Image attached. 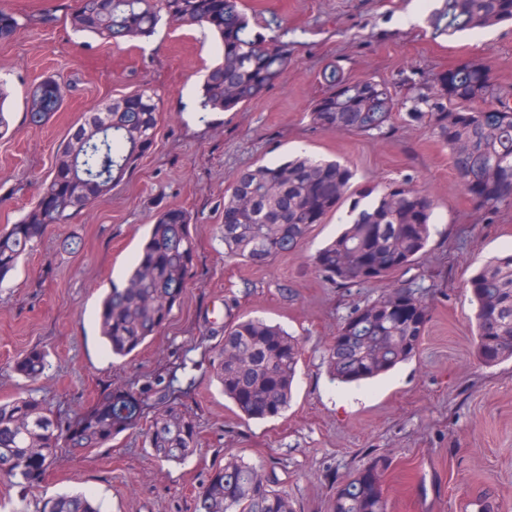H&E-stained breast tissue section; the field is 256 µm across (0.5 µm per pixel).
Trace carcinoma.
<instances>
[{"label": "carcinoma", "mask_w": 512, "mask_h": 512, "mask_svg": "<svg viewBox=\"0 0 512 512\" xmlns=\"http://www.w3.org/2000/svg\"><path fill=\"white\" fill-rule=\"evenodd\" d=\"M207 28L220 40L221 60L201 85L202 112H230L259 99L287 72L288 45L253 30L242 0H82L72 26L114 44L153 36L162 18ZM512 21V0H445L432 24L452 37ZM21 24L0 10V40ZM327 91L310 112L327 129L366 133L389 127L399 102L386 82L350 80L334 66L321 75ZM434 96L420 95L430 111L408 113L428 119L431 133L448 147L455 177L472 203L489 214L512 207V108L496 102L491 66L465 62L441 73ZM63 103L60 82L50 76L27 98L29 122L42 125ZM158 104L147 90L112 100L85 114L60 144L53 171L42 181L38 205L20 224L0 233V279L51 224H63L90 205L133 168L156 144ZM353 171L336 160L306 155L239 171L224 194V253L253 266L296 250L310 228L336 211L348 195L349 224L312 258L317 271L341 288L373 285L415 263L434 224L435 201L406 182L353 188ZM190 215L179 207L156 211L125 283L112 286L101 303L99 335L114 358L131 355L180 306L193 264ZM465 288L476 304L478 355L493 364L512 358V252L484 266ZM428 320L417 293L395 286L354 308L339 324L324 359L332 379L360 383L383 375L416 355ZM300 360L298 342L283 328L260 319L224 325V343L213 372L224 397L247 418L265 420L288 409ZM45 354L28 351L16 370L30 380L43 375ZM156 411L146 437L160 461L184 460L196 450L197 431L170 394L153 390ZM145 399L136 392H110L77 412L67 424L44 401L30 395L0 403V479L30 484L40 479L59 448H102L115 434L136 425ZM382 469L357 472L336 488L331 512H389ZM272 471L232 457L211 471L196 512H295L276 488ZM41 512H101L86 494L44 501Z\"/></svg>", "instance_id": "carcinoma-1"}]
</instances>
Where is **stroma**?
I'll list each match as a JSON object with an SVG mask.
<instances>
[{
    "mask_svg": "<svg viewBox=\"0 0 512 512\" xmlns=\"http://www.w3.org/2000/svg\"><path fill=\"white\" fill-rule=\"evenodd\" d=\"M80 0H0L22 27L0 41V231L38 203L60 143L83 113L149 87L159 102L154 149L121 181L68 222L50 225L0 282V402L23 391L60 420L108 391L163 383L198 432L186 461H156L136 427L104 448L59 449L41 481L0 482V512H41L44 500L86 492L102 512H195L209 472L234 454L274 470L297 512H330L331 498L359 469L387 459L382 476L389 512H512V360L480 361L472 274L512 248V207L476 209L458 185L449 151L427 122L410 121L418 94L464 61L491 63L503 103L512 106V24L448 37L434 31L444 0H245L255 31L282 22L293 64L262 97L234 112L200 116L199 82L216 61L213 36L161 21L156 34L118 46L73 30ZM336 65L353 80L390 84L403 103L384 132L328 130L310 120L325 91L321 72ZM60 77L63 104L45 124L26 118L25 99L45 76ZM336 159L361 188L407 180L436 203L426 253L384 282L339 288L311 257L339 229L342 202L313 225L302 248L256 267L225 257L219 227L224 192L240 169L298 152ZM163 206L188 211L194 264L181 306L135 354L110 359L96 310ZM403 284L430 307L417 356L361 386L331 380L323 354L358 305ZM240 315L276 323L298 338L300 369L283 416L248 420L225 400L212 375L224 322ZM33 348L47 367L37 382L14 369Z\"/></svg>",
    "mask_w": 512,
    "mask_h": 512,
    "instance_id": "stroma-1",
    "label": "stroma"
}]
</instances>
